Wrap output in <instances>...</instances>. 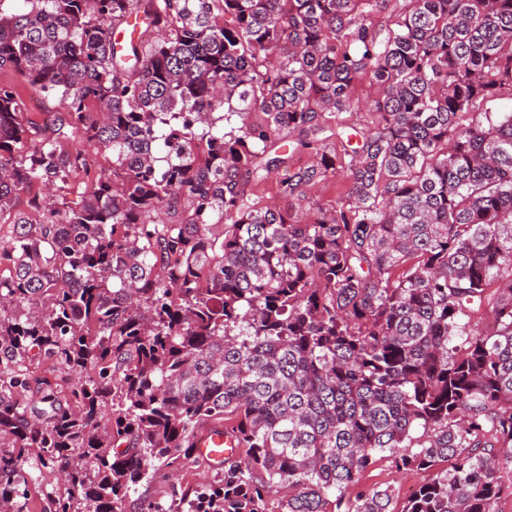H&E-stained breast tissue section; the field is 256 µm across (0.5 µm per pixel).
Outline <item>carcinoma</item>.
I'll use <instances>...</instances> for the list:
<instances>
[{
    "label": "carcinoma",
    "mask_w": 512,
    "mask_h": 512,
    "mask_svg": "<svg viewBox=\"0 0 512 512\" xmlns=\"http://www.w3.org/2000/svg\"><path fill=\"white\" fill-rule=\"evenodd\" d=\"M0 0V500L24 463L68 470L51 498L127 512L155 463L194 456L213 423L247 458L188 512H498L512 490V0ZM145 29L117 42L109 25ZM378 127L344 156L362 78ZM23 82L68 101L34 119ZM227 110L218 114L221 107ZM315 155L288 166L276 140ZM84 138L112 151L90 177ZM349 206L290 202L343 169ZM91 187L73 205L75 185ZM33 195L13 212L35 183ZM176 223L155 219L162 209ZM500 283L493 331L467 319ZM83 382L65 393L27 362ZM112 410L101 425L103 410ZM388 454L429 473L401 510L348 489ZM94 464L90 479L82 461ZM335 499H330V496ZM410 4L406 0H389L387 6L380 12L371 16V22L376 30H387L388 27H394L393 23L408 10ZM512 111V92L503 89L496 99L484 102L478 101L469 112L464 113L459 121L463 126L482 123L487 124L486 116L488 112H511Z\"/></svg>",
    "instance_id": "cac0c4a2"
}]
</instances>
